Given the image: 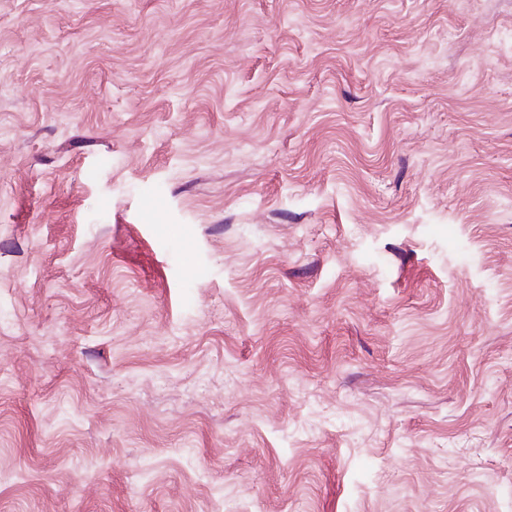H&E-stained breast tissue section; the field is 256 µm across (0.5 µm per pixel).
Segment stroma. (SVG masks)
I'll return each instance as SVG.
<instances>
[{"label": "stroma", "mask_w": 512, "mask_h": 512, "mask_svg": "<svg viewBox=\"0 0 512 512\" xmlns=\"http://www.w3.org/2000/svg\"><path fill=\"white\" fill-rule=\"evenodd\" d=\"M0 512H512V0H0Z\"/></svg>", "instance_id": "1"}]
</instances>
